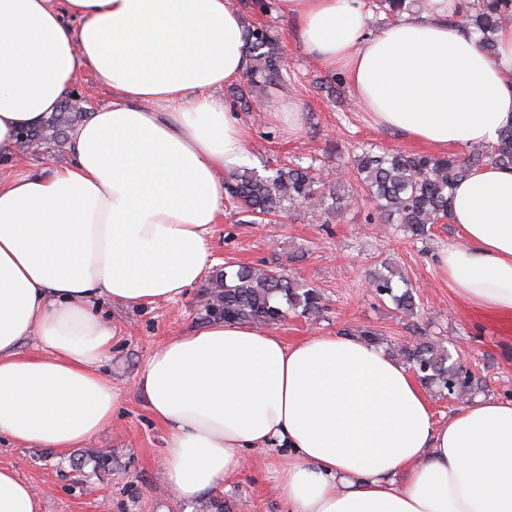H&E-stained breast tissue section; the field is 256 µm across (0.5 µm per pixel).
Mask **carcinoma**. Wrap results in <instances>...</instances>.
Wrapping results in <instances>:
<instances>
[{
	"label": "carcinoma",
	"instance_id": "1",
	"mask_svg": "<svg viewBox=\"0 0 512 512\" xmlns=\"http://www.w3.org/2000/svg\"><path fill=\"white\" fill-rule=\"evenodd\" d=\"M415 0H373L376 10L397 17ZM460 22L477 36L479 46L495 53L498 33L512 25V0H475L465 5ZM249 58L247 83L233 87V102L251 108L252 87L279 88L288 82L283 71L278 38L267 28L255 27L245 34ZM71 102H65L43 128L25 130L21 137L31 140L61 141ZM486 167H512V127L503 130L493 145L474 147L463 153L431 156L398 150L375 153L365 150L357 156L349 178L373 202L371 220L379 224H399L414 240L427 239L437 224L450 220L454 185ZM322 179L311 167L280 163L272 174L262 176L242 170L224 180L228 203L238 212L255 218L280 217L296 205L312 210L325 209L326 193ZM375 295L392 302L399 313L411 315L417 308L411 287L397 291L389 267L375 270L368 277ZM205 305L206 315L239 323L277 326L288 312L303 317L317 316L322 310L317 289L304 287L275 267L239 265L219 274L211 283ZM397 355L412 368L423 386L439 394L462 399L479 389V379L464 369L444 343L422 338L396 349Z\"/></svg>",
	"mask_w": 512,
	"mask_h": 512
}]
</instances>
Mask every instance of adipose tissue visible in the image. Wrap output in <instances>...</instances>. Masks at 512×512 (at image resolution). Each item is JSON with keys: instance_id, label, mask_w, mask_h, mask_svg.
I'll return each mask as SVG.
<instances>
[{"instance_id": "ef3b65f1", "label": "adipose tissue", "mask_w": 512, "mask_h": 512, "mask_svg": "<svg viewBox=\"0 0 512 512\" xmlns=\"http://www.w3.org/2000/svg\"><path fill=\"white\" fill-rule=\"evenodd\" d=\"M431 0L369 32L363 0H278L307 53L341 72L373 123L433 151L512 125V27L483 51ZM248 67L232 0H0V439L64 453L112 424L100 304L183 297L213 265L221 171L246 161L224 85ZM92 72L110 101L73 131L67 163L18 168L19 134ZM465 243L437 266L478 311L512 319V168L457 186ZM135 391L166 430L161 480L184 500L284 448L288 512H512V400L435 423L409 368L342 333L293 344L213 322L164 342ZM0 512H41L0 466Z\"/></svg>"}]
</instances>
